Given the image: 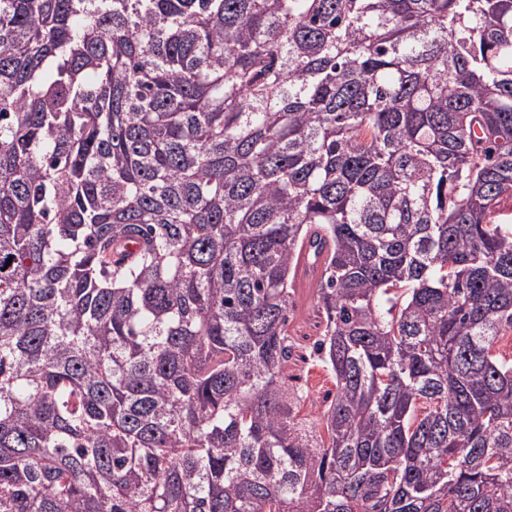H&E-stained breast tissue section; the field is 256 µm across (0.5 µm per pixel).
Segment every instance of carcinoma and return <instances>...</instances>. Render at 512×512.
<instances>
[{"instance_id": "1", "label": "carcinoma", "mask_w": 512, "mask_h": 512, "mask_svg": "<svg viewBox=\"0 0 512 512\" xmlns=\"http://www.w3.org/2000/svg\"><path fill=\"white\" fill-rule=\"evenodd\" d=\"M505 198L512 0H0V512H512ZM296 289L297 306L288 327L295 348L284 375L288 383L300 386L308 394L303 413L317 415L330 403L335 386L327 372L314 365L311 357L313 343L322 331L314 312V286Z\"/></svg>"}]
</instances>
